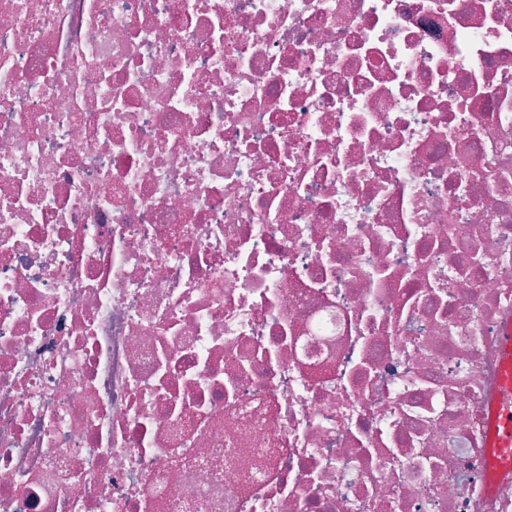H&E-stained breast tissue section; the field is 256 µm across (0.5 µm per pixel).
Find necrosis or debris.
Returning <instances> with one entry per match:
<instances>
[{
  "instance_id": "necrosis-or-debris-1",
  "label": "necrosis or debris",
  "mask_w": 512,
  "mask_h": 512,
  "mask_svg": "<svg viewBox=\"0 0 512 512\" xmlns=\"http://www.w3.org/2000/svg\"><path fill=\"white\" fill-rule=\"evenodd\" d=\"M512 0H0V512H512ZM498 346L502 362L499 395L486 406L489 478L485 489L492 493L495 478L512 474V323L501 327Z\"/></svg>"
}]
</instances>
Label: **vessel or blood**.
I'll use <instances>...</instances> for the list:
<instances>
[{
    "instance_id": "obj_1",
    "label": "vessel or blood",
    "mask_w": 512,
    "mask_h": 512,
    "mask_svg": "<svg viewBox=\"0 0 512 512\" xmlns=\"http://www.w3.org/2000/svg\"><path fill=\"white\" fill-rule=\"evenodd\" d=\"M502 362L499 394L486 406L489 477L487 491H494L497 479L512 474V323L502 326L498 336Z\"/></svg>"
}]
</instances>
